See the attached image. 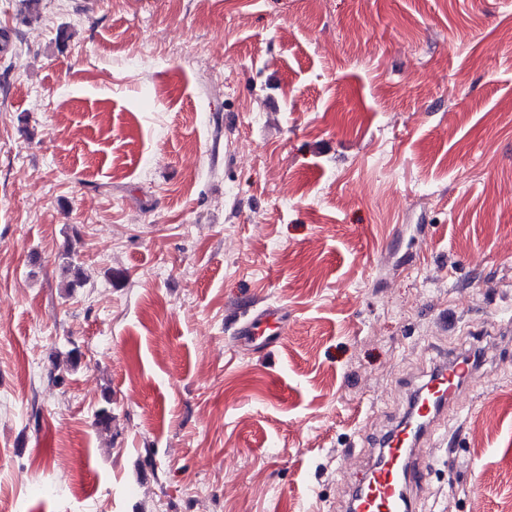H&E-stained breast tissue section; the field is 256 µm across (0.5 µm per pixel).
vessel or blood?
Listing matches in <instances>:
<instances>
[{"label":"vessel or blood","instance_id":"obj_1","mask_svg":"<svg viewBox=\"0 0 512 512\" xmlns=\"http://www.w3.org/2000/svg\"><path fill=\"white\" fill-rule=\"evenodd\" d=\"M287 328L286 313L265 306L241 321L234 336L236 341L269 349L276 346ZM472 379L465 365L448 360L414 390L408 415L395 431L379 440V461L367 482L355 492L351 512H409L408 491L422 487L429 475L435 426Z\"/></svg>","mask_w":512,"mask_h":512}]
</instances>
